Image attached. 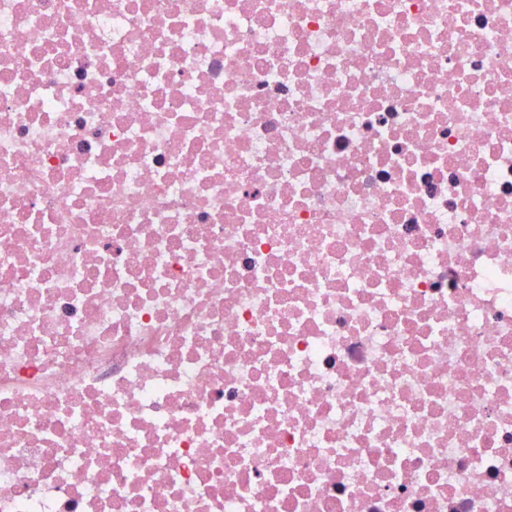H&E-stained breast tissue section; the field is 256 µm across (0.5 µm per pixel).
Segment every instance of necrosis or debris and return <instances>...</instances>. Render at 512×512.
Listing matches in <instances>:
<instances>
[{
    "mask_svg": "<svg viewBox=\"0 0 512 512\" xmlns=\"http://www.w3.org/2000/svg\"><path fill=\"white\" fill-rule=\"evenodd\" d=\"M0 512H512V0H0Z\"/></svg>",
    "mask_w": 512,
    "mask_h": 512,
    "instance_id": "obj_1",
    "label": "necrosis or debris"
}]
</instances>
